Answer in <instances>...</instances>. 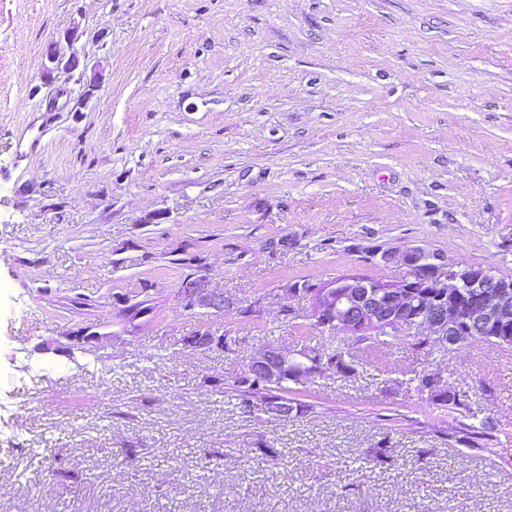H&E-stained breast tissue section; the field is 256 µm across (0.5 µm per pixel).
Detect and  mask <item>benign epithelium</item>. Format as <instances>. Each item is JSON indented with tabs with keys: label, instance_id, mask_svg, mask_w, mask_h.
Listing matches in <instances>:
<instances>
[{
	"label": "benign epithelium",
	"instance_id": "1",
	"mask_svg": "<svg viewBox=\"0 0 512 512\" xmlns=\"http://www.w3.org/2000/svg\"><path fill=\"white\" fill-rule=\"evenodd\" d=\"M44 75L73 71L79 57L73 52L63 57L46 55ZM379 260H395L408 267L409 277L397 282H380L361 274L342 276L331 283L295 282L286 286L292 297L309 304V318L322 332L343 331L357 336L381 330L394 336L412 328H423L429 339L442 346H454L481 336L512 334V277L502 276L480 266L458 267L446 263L435 253L410 249L401 254L377 252ZM185 304L215 313L224 311V293L209 287L205 277L189 275L180 284ZM196 350L224 349L223 340L206 330L190 338ZM310 364L290 357L268 345L246 363L247 374L256 377L278 394L263 403L262 413L286 418L295 408L288 397L279 394L281 383H306L318 373L319 363L306 356Z\"/></svg>",
	"mask_w": 512,
	"mask_h": 512
}]
</instances>
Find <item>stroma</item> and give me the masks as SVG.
Here are the masks:
<instances>
[{
	"label": "stroma",
	"mask_w": 512,
	"mask_h": 512,
	"mask_svg": "<svg viewBox=\"0 0 512 512\" xmlns=\"http://www.w3.org/2000/svg\"><path fill=\"white\" fill-rule=\"evenodd\" d=\"M413 248L512 276V0H0V512H512V349L324 335L285 290ZM191 270L230 309H187ZM267 345L356 373L261 419Z\"/></svg>",
	"instance_id": "stroma-1"
}]
</instances>
